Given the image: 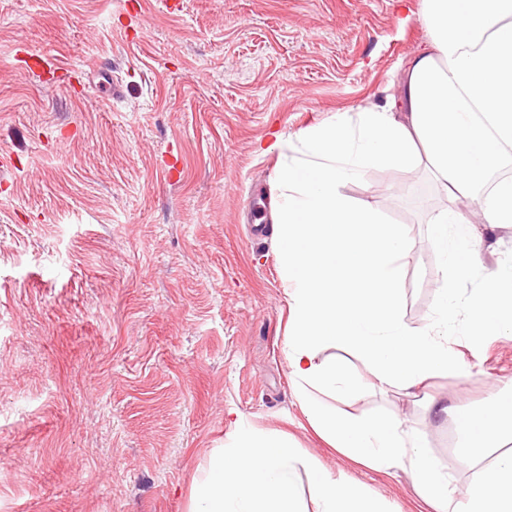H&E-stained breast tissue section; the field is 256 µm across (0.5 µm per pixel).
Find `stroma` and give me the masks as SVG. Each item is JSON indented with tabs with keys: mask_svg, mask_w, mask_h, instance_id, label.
I'll return each instance as SVG.
<instances>
[{
	"mask_svg": "<svg viewBox=\"0 0 512 512\" xmlns=\"http://www.w3.org/2000/svg\"><path fill=\"white\" fill-rule=\"evenodd\" d=\"M425 0H0V512H188L234 417L285 432L391 512H432L404 471L354 461L312 428L283 341L269 230L271 131L400 95L430 39ZM33 53L64 74L24 71ZM342 193L403 225L400 316L429 329L443 285L424 165L377 166ZM480 240L448 331L461 372L405 391L359 384L338 413L395 419L473 471L459 416L512 389V339L473 345L468 302L512 272V226Z\"/></svg>",
	"mask_w": 512,
	"mask_h": 512,
	"instance_id": "35a3bbf8",
	"label": "stroma"
}]
</instances>
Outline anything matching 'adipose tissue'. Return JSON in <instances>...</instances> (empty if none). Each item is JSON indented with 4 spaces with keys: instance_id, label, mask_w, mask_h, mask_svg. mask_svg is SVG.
<instances>
[{
    "instance_id": "obj_1",
    "label": "adipose tissue",
    "mask_w": 512,
    "mask_h": 512,
    "mask_svg": "<svg viewBox=\"0 0 512 512\" xmlns=\"http://www.w3.org/2000/svg\"><path fill=\"white\" fill-rule=\"evenodd\" d=\"M430 43L412 56L402 97L360 111L356 119L322 120L296 145L283 133L274 144L292 149L279 166L272 219L290 317L283 352L313 428L339 452L376 470L406 469L432 512H448L452 467L425 450L419 432L375 417H341L312 399L315 388L342 401L358 389L346 367L324 349L360 352L374 378L411 390L428 378L460 371L448 343L457 307L454 282L471 272L478 241L471 220L512 224V0H426ZM425 164L441 194L431 219L444 261L433 324L417 333L400 317L398 285L408 253L403 226L386 222L344 183L385 164ZM461 231L449 235V225ZM512 335V276L489 275L472 313L470 341ZM466 449L512 437V394L464 416ZM459 512H512V456L480 471Z\"/></svg>"
}]
</instances>
